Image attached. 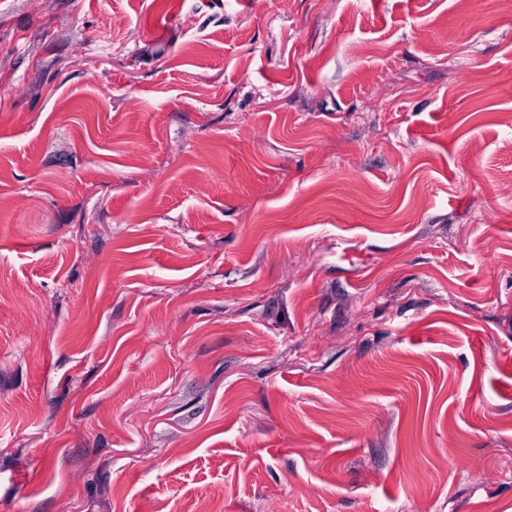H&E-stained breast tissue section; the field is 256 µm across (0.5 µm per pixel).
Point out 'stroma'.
<instances>
[{
  "label": "stroma",
  "mask_w": 512,
  "mask_h": 512,
  "mask_svg": "<svg viewBox=\"0 0 512 512\" xmlns=\"http://www.w3.org/2000/svg\"><path fill=\"white\" fill-rule=\"evenodd\" d=\"M0 512H512V0H0Z\"/></svg>",
  "instance_id": "35a3bbf8"
}]
</instances>
